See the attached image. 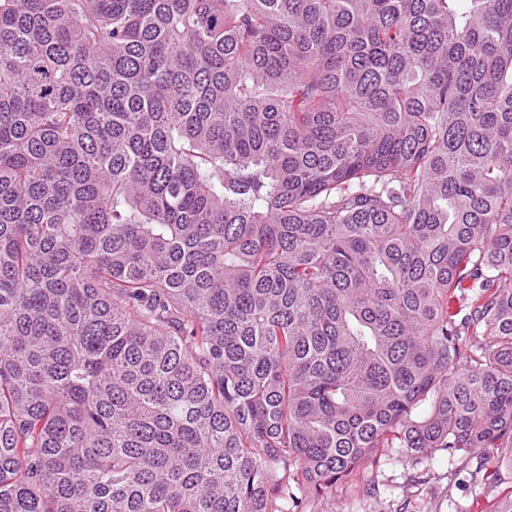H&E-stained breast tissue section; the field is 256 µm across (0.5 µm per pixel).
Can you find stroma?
I'll use <instances>...</instances> for the list:
<instances>
[{
  "mask_svg": "<svg viewBox=\"0 0 512 512\" xmlns=\"http://www.w3.org/2000/svg\"><path fill=\"white\" fill-rule=\"evenodd\" d=\"M511 491L510 467L502 468L499 484L488 486L471 481L447 453L432 450L416 462L387 448L379 466L338 482L331 495L315 501L312 512H494Z\"/></svg>",
  "mask_w": 512,
  "mask_h": 512,
  "instance_id": "35a3bbf8",
  "label": "stroma"
}]
</instances>
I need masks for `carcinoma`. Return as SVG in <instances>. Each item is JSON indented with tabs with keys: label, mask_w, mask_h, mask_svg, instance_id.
Segmentation results:
<instances>
[{
	"label": "carcinoma",
	"mask_w": 512,
	"mask_h": 512,
	"mask_svg": "<svg viewBox=\"0 0 512 512\" xmlns=\"http://www.w3.org/2000/svg\"><path fill=\"white\" fill-rule=\"evenodd\" d=\"M0 0V512H305L512 467V0ZM420 463L385 448L380 464L360 469L336 484V491L315 501L312 512H493L512 490V468L501 469L496 486L470 480L476 459L464 471L461 459L449 460L442 451H429ZM367 484H372L368 486ZM376 491L367 490L373 488ZM371 492V493H370Z\"/></svg>",
	"instance_id": "carcinoma-1"
}]
</instances>
